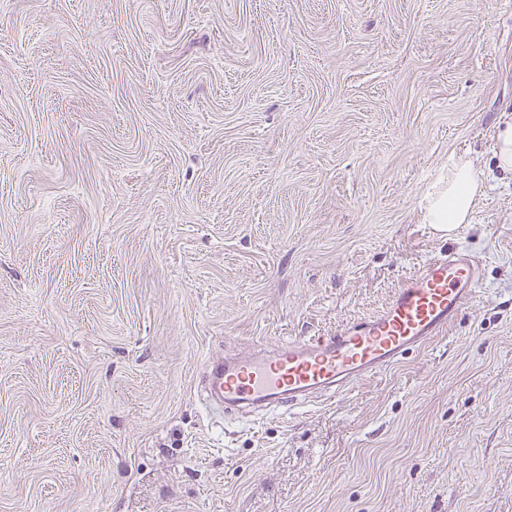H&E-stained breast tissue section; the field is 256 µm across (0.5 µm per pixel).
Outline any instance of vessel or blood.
Wrapping results in <instances>:
<instances>
[{"label": "vessel or blood", "instance_id": "obj_1", "mask_svg": "<svg viewBox=\"0 0 512 512\" xmlns=\"http://www.w3.org/2000/svg\"><path fill=\"white\" fill-rule=\"evenodd\" d=\"M480 261L451 252L406 278L387 304L330 337L291 339L271 353L209 365L204 403L283 408L382 373L442 337L478 293Z\"/></svg>", "mask_w": 512, "mask_h": 512}]
</instances>
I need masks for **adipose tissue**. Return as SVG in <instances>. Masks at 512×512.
Instances as JSON below:
<instances>
[{
	"label": "adipose tissue",
	"instance_id": "1",
	"mask_svg": "<svg viewBox=\"0 0 512 512\" xmlns=\"http://www.w3.org/2000/svg\"><path fill=\"white\" fill-rule=\"evenodd\" d=\"M483 192L484 183L467 160H449L445 178L423 198L422 218L436 230L455 233L459 225L471 223Z\"/></svg>",
	"mask_w": 512,
	"mask_h": 512
}]
</instances>
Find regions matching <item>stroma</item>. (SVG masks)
<instances>
[{
  "mask_svg": "<svg viewBox=\"0 0 512 512\" xmlns=\"http://www.w3.org/2000/svg\"><path fill=\"white\" fill-rule=\"evenodd\" d=\"M512 0H0V512H512ZM469 159L442 237L422 196ZM445 337L218 416L434 256ZM496 167L505 173H512V123L497 132L494 146ZM484 192V182L463 158L448 162V174L427 193L421 206L426 224L446 234L456 233L460 224L471 223L474 207Z\"/></svg>",
  "mask_w": 512,
  "mask_h": 512,
  "instance_id": "35a3bbf8",
  "label": "stroma"
}]
</instances>
